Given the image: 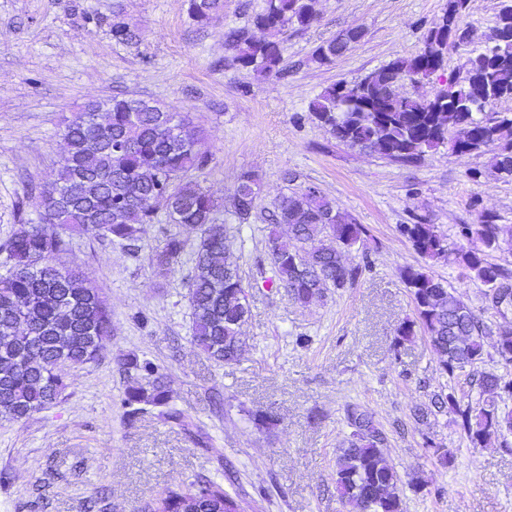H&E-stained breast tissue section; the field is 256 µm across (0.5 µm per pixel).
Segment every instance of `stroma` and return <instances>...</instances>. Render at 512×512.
<instances>
[{"label": "stroma", "instance_id": "stroma-1", "mask_svg": "<svg viewBox=\"0 0 512 512\" xmlns=\"http://www.w3.org/2000/svg\"><path fill=\"white\" fill-rule=\"evenodd\" d=\"M503 0H468L461 23L471 45L449 49L443 78L400 94H432L443 79L464 78L472 47L483 45ZM264 0H224L207 27L186 0H0V244L37 216L40 189L63 157L61 131L72 112L112 96L154 99L189 113L213 155L197 176L221 204L228 244L240 257L250 315L239 359L216 365L192 342L187 281L198 235L166 218L149 225L139 249L73 236L63 263H78L112 309V335L100 359L66 369L61 403L20 422L0 420V512H139L146 501L205 476L223 485L243 512H341L332 484L336 450L350 430L345 410L372 415L384 453L404 480L405 512H512V434L473 447L452 411L417 420L434 394L481 407L479 371L512 378L494 350L478 368L452 374L424 332L394 348L397 328L415 306L400 273L425 266L492 329L512 328V307L493 308L484 286L455 260H423L400 232L423 221L450 246L461 228L491 214L501 227L489 262L512 272V180L499 178L496 152L465 158L447 147L411 163L338 141L309 116L326 87L354 83L415 55L447 0H316V21L288 30L286 78H262L230 66L224 33L248 26ZM122 22L136 33L113 39ZM359 27L362 40L318 65L317 46ZM261 197L248 223L233 215L242 173ZM315 186L361 224L364 248L352 249L355 282L301 308L272 286L266 217L281 197ZM185 250L167 276L152 256L167 235ZM150 360L166 377L179 424L157 409L122 402V364ZM275 414L268 427L256 416ZM451 452L445 466L433 448Z\"/></svg>", "mask_w": 512, "mask_h": 512}]
</instances>
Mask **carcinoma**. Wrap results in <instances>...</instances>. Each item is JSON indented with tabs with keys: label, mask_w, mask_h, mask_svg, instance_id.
<instances>
[{
	"label": "carcinoma",
	"mask_w": 512,
	"mask_h": 512,
	"mask_svg": "<svg viewBox=\"0 0 512 512\" xmlns=\"http://www.w3.org/2000/svg\"><path fill=\"white\" fill-rule=\"evenodd\" d=\"M250 26L224 34L232 64L262 77H281L284 40L290 28L305 29L316 19L314 0H264ZM467 0H448L433 21L419 51L393 60L358 82L339 81L310 103L312 116L350 147L373 148L398 162L448 145L462 157L497 149L495 167L512 177V114L494 105L512 99V41L473 50L464 80L450 81L431 97L392 94L393 81L418 85L445 67L448 47L469 40L460 23ZM192 20L207 26L224 14V0H188ZM494 28L512 35V3L497 13ZM357 37L347 31L319 45L312 61L329 63ZM68 155L55 178L38 196V218L15 229L0 249L6 268L0 276V419L21 421L56 405L68 388L64 367L95 362L112 336V312L81 267L59 262L77 233L108 240L135 252L146 226L164 210L172 224L199 233L188 280L192 340L217 364L236 361L244 347L241 328L249 313L239 258L227 244L219 222L220 204L192 174L212 161L204 130L185 112L155 100L114 96L89 101L62 129ZM260 186L244 173L234 192L235 216L249 219ZM500 227L488 218L461 230L468 247L455 249L466 275L485 287V298L498 308L512 306V274L486 259L500 247ZM403 235L423 258L448 260V242L431 224H406ZM364 242L363 230L312 186L299 196H285L275 207L265 244L275 268L273 285L296 305L321 300L328 290L353 283L359 268L345 255ZM178 234L166 237L153 258L158 275L168 272L184 252ZM417 320H405L396 343L415 335L419 326L440 354L441 368L454 373L473 367L485 353L491 331L467 302L422 266L402 270ZM495 354L512 365V330L501 329ZM128 384L124 405L166 408L168 418L184 422L169 407V392L158 367L148 360L125 362ZM478 386L491 400L478 410L457 409L461 428L481 447L512 433V379L482 372ZM351 432L336 451L333 483L345 512H404L402 477L387 461L383 436L371 415L346 410ZM236 499L210 480L176 486L147 502L143 512H236Z\"/></svg>",
	"instance_id": "1"
}]
</instances>
